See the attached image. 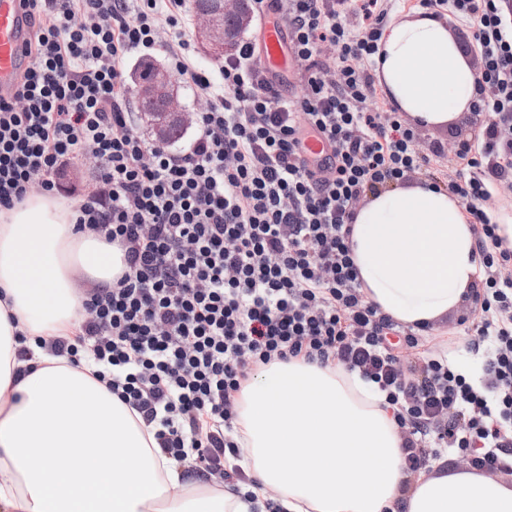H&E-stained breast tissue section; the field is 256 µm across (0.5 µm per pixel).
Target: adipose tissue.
<instances>
[{"instance_id":"ef3b65f1","label":"adipose tissue","mask_w":512,"mask_h":512,"mask_svg":"<svg viewBox=\"0 0 512 512\" xmlns=\"http://www.w3.org/2000/svg\"><path fill=\"white\" fill-rule=\"evenodd\" d=\"M378 45L376 83L412 122L445 130L472 111L476 69L437 12L391 20ZM73 222V210L42 193L0 212V512H267L273 497L287 512H394L401 500L405 512H512L511 477L443 457L408 478L382 395L316 362L265 366L240 392L251 483L187 482L93 365L40 346L78 333L79 284L111 287L119 263L111 244L74 233ZM350 243L368 301L416 332L480 286L466 209L429 180L368 194Z\"/></svg>"}]
</instances>
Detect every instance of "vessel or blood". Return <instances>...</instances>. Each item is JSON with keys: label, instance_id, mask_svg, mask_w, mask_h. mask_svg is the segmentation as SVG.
I'll list each match as a JSON object with an SVG mask.
<instances>
[{"label": "vessel or blood", "instance_id": "b4317fda", "mask_svg": "<svg viewBox=\"0 0 512 512\" xmlns=\"http://www.w3.org/2000/svg\"><path fill=\"white\" fill-rule=\"evenodd\" d=\"M284 19L262 20L261 44L256 62L265 74L287 66L288 38ZM28 27L20 0H0V95L10 96L23 61Z\"/></svg>", "mask_w": 512, "mask_h": 512}]
</instances>
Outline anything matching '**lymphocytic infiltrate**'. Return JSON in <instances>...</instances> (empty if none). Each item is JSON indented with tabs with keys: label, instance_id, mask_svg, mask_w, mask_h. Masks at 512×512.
<instances>
[{
	"label": "lymphocytic infiltrate",
	"instance_id": "obj_1",
	"mask_svg": "<svg viewBox=\"0 0 512 512\" xmlns=\"http://www.w3.org/2000/svg\"><path fill=\"white\" fill-rule=\"evenodd\" d=\"M22 2L29 62L13 95L0 97V210L33 190L55 194L63 167L92 156L75 229L123 252L111 287L87 289L80 332L56 337L54 355L93 362L99 381L153 427L162 454L201 479L246 481L235 463L236 396L258 367L293 359L341 364L384 393L408 475L446 454L512 475V247L485 206L512 181L506 0H419L471 31L476 107L493 114L458 149L468 172L452 184L482 257L472 378L369 302L351 257L366 194L428 174L445 155L439 142L419 149L416 126L373 102L383 0H271L299 65L302 92L292 97L258 68L249 38L216 72L198 68L185 0ZM157 45L208 101L184 151L145 139L129 110L124 61ZM310 134L329 145L324 159L306 157Z\"/></svg>",
	"mask_w": 512,
	"mask_h": 512
}]
</instances>
